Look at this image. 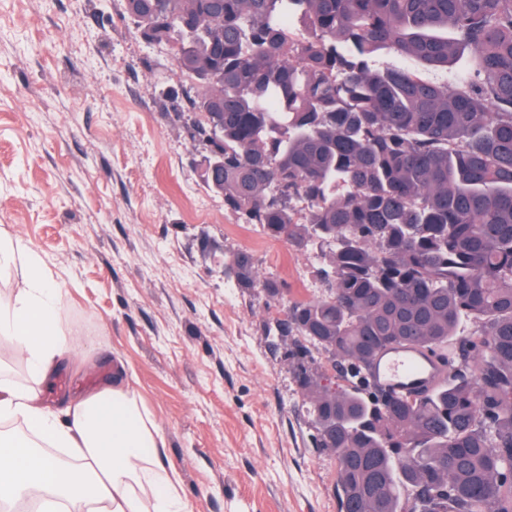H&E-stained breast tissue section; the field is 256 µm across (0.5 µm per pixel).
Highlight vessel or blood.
<instances>
[{
    "label": "vessel or blood",
    "instance_id": "1",
    "mask_svg": "<svg viewBox=\"0 0 512 512\" xmlns=\"http://www.w3.org/2000/svg\"><path fill=\"white\" fill-rule=\"evenodd\" d=\"M370 372L380 389L397 397L433 385L437 379L435 361L409 346L379 352L371 364Z\"/></svg>",
    "mask_w": 512,
    "mask_h": 512
}]
</instances>
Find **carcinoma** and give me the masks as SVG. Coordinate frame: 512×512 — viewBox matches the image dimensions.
<instances>
[{
    "label": "carcinoma",
    "instance_id": "1",
    "mask_svg": "<svg viewBox=\"0 0 512 512\" xmlns=\"http://www.w3.org/2000/svg\"><path fill=\"white\" fill-rule=\"evenodd\" d=\"M222 115L224 208L320 247L331 287L266 328L324 355L298 378L341 512H512V0H126ZM387 48L427 68L378 69ZM299 201L307 210L297 209ZM442 378L395 398L377 353Z\"/></svg>",
    "mask_w": 512,
    "mask_h": 512
}]
</instances>
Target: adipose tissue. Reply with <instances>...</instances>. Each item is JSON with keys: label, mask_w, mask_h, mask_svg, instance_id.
<instances>
[{"label": "adipose tissue", "mask_w": 512, "mask_h": 512, "mask_svg": "<svg viewBox=\"0 0 512 512\" xmlns=\"http://www.w3.org/2000/svg\"><path fill=\"white\" fill-rule=\"evenodd\" d=\"M20 265L27 286L0 301V338H10L36 384L0 380V502L37 497V512H191L173 469L156 449L161 430L124 380L67 401L62 412L43 406L38 386L72 348L62 328L64 293L34 252L0 240V272ZM68 457L39 452L40 444Z\"/></svg>", "instance_id": "ef3b65f1"}]
</instances>
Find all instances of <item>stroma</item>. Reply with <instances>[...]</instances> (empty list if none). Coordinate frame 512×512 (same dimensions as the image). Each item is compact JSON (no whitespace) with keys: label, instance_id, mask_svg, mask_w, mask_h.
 <instances>
[{"label":"stroma","instance_id":"35a3bbf8","mask_svg":"<svg viewBox=\"0 0 512 512\" xmlns=\"http://www.w3.org/2000/svg\"><path fill=\"white\" fill-rule=\"evenodd\" d=\"M124 2L0 0V236L46 262L74 340L42 402L123 375L192 512H340L300 365L265 333L321 262L206 188L190 82Z\"/></svg>","mask_w":512,"mask_h":512}]
</instances>
